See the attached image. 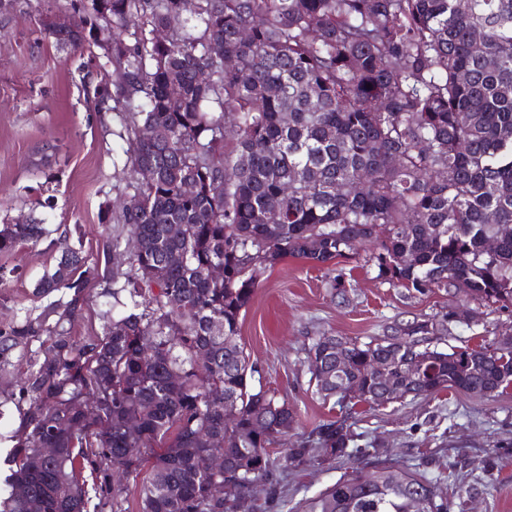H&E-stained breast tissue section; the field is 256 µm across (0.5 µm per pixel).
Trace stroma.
Returning <instances> with one entry per match:
<instances>
[{"instance_id":"1","label":"stroma","mask_w":512,"mask_h":512,"mask_svg":"<svg viewBox=\"0 0 512 512\" xmlns=\"http://www.w3.org/2000/svg\"><path fill=\"white\" fill-rule=\"evenodd\" d=\"M67 5L12 0L0 9V224L27 221L48 230L37 244L0 253V323L47 306L36 287L66 243L81 250L93 270L68 327L79 339L104 335L112 293L130 270L129 233L118 212L133 188L125 166L127 115L88 107L78 53L57 45L39 25L42 15ZM366 256L359 251L335 268L283 258L261 275L241 315L239 341L257 366L252 384L276 391L295 407L292 439L316 441V426L342 418L355 434L354 447L368 451L359 459L285 470L278 512H296L353 468L368 471L391 462L425 470L445 493L461 483L476 486L471 512H512V387L486 398L450 389L374 407L355 398L339 405L312 395L305 356L315 337L366 341L384 335L389 324L458 306L466 317L448 336V346L475 348L512 326L511 312L462 304L443 291L411 295L385 283ZM341 286L347 290L344 304L337 296ZM42 355L40 340L21 339L9 364L0 367V487L10 473L11 437L23 412L16 403L23 373Z\"/></svg>"}]
</instances>
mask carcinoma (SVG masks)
<instances>
[{
    "label": "carcinoma",
    "instance_id": "1",
    "mask_svg": "<svg viewBox=\"0 0 512 512\" xmlns=\"http://www.w3.org/2000/svg\"><path fill=\"white\" fill-rule=\"evenodd\" d=\"M72 10L74 30L54 41L88 53L89 68H114L117 80L87 95L99 112L129 115L131 169L148 162L156 176L135 182L119 213L134 272L127 313L104 336L76 341L46 325L61 305L75 315L90 273L68 246L36 295L71 299L0 331V365L18 337L51 340L19 390L27 409L0 512H127L115 468L143 475L140 512H235L257 493L277 505L279 469L349 457L353 436L328 420L317 447L271 454L296 412L251 385L238 343L266 269L288 256L328 266L370 242L368 261L393 286L512 308V0H74ZM46 234L1 224L0 252ZM215 262L221 280L208 274ZM455 316L415 317L364 342L315 338L312 393L340 403L355 387L379 405L511 385L512 333L448 351L439 341ZM210 453L224 457L220 476L204 467ZM474 494L460 484L450 501L392 465L353 471L301 512H467Z\"/></svg>",
    "mask_w": 512,
    "mask_h": 512
}]
</instances>
